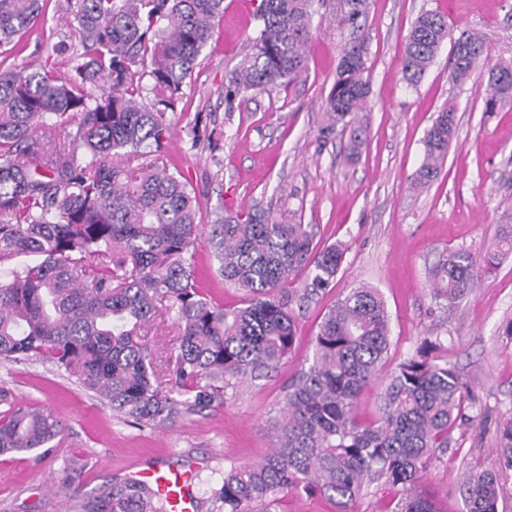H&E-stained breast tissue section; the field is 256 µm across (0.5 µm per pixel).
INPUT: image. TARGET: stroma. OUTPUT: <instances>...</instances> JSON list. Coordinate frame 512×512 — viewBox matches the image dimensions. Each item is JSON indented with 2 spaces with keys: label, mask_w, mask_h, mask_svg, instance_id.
<instances>
[{
  "label": "stroma",
  "mask_w": 512,
  "mask_h": 512,
  "mask_svg": "<svg viewBox=\"0 0 512 512\" xmlns=\"http://www.w3.org/2000/svg\"><path fill=\"white\" fill-rule=\"evenodd\" d=\"M260 0L224 16L204 49L183 98L169 118L172 138L164 166L184 171L204 221L225 209L263 211L273 219L312 225L319 245L342 244L336 285L316 296L298 319L288 359L273 372L238 381L223 406L155 429L138 428L48 364L0 365V412L36 407L53 412L65 429L61 451L43 461L30 454L0 455V512H79L81 503L132 470L174 467L196 497V512H224L204 482L233 463L261 461L271 451L267 429L291 379L312 360V338L324 313L347 290L368 285L383 296L390 316L389 375L424 337L438 336L440 354L456 368L477 402L476 416L457 422L445 452L429 462L420 487L437 512H463L464 472L491 469L502 486L499 512H512V254L483 273L474 292L449 310L430 293V270L446 250L482 256L512 224V107L484 109L488 73L479 67L465 83L449 77L450 43L414 86L401 74L411 26L424 10L448 18L453 34L471 30L485 39L490 62L512 61V0H369L365 20V75L370 97L358 118L367 130L361 155L347 159L339 136L322 137L326 101L342 44L343 0H321L307 44L308 68L292 83L224 100V80L255 37ZM49 0L44 25L30 31L0 67L21 68L52 53L65 32L55 27ZM456 109V139L436 181L417 189L411 178L423 139L437 113ZM221 134L219 149L192 145L195 115ZM198 280L213 301L242 306V291L225 283L207 238L197 243ZM74 468V485L62 483ZM405 493L381 482L365 488L349 512H397Z\"/></svg>",
  "instance_id": "stroma-1"
}]
</instances>
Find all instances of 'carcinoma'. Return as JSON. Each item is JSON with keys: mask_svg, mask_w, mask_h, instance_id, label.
Wrapping results in <instances>:
<instances>
[{"mask_svg": "<svg viewBox=\"0 0 512 512\" xmlns=\"http://www.w3.org/2000/svg\"><path fill=\"white\" fill-rule=\"evenodd\" d=\"M224 0H65L55 24L76 41L68 76L46 58L0 69V363L39 360L67 373L140 428L224 405L226 389L276 368L296 339L300 310L335 285L341 246L321 247L308 225L263 212H227L209 225L212 256L245 304L224 308L196 275L204 232L200 203L185 175L159 163L174 110ZM47 0H0V50L17 47L44 20ZM341 23L354 37L341 48L327 99V137L339 133L351 156L367 141L356 115L366 110L363 28L368 0H345ZM315 0H261L262 27L225 77L224 99L267 91L301 76ZM450 36L447 16L421 12L401 58L402 78L417 84ZM487 57L484 38L459 34L450 78L466 81ZM512 106V63L490 68L484 111ZM77 120L70 143L57 129ZM452 106L437 113L423 140L412 184L435 181L456 134ZM84 151L74 162L72 151ZM512 252V224L480 259L443 253L431 270L433 298L452 307L484 271ZM307 272L302 288L292 287ZM174 314L178 352L168 384L157 359L134 336ZM390 346V319L375 288L350 289L325 314L312 362L292 379L271 420L274 448L262 461L233 465L207 480L224 512L254 507L288 490L319 494L347 509L374 480L406 491L400 512H436L417 491L427 462L449 445V430L477 407L448 362L424 339L400 362L377 396L379 416L354 415L363 388L377 378ZM63 424L41 409L0 416V454L53 453ZM464 512H499L498 474L466 473ZM81 512H168L146 484L114 483Z\"/></svg>", "mask_w": 512, "mask_h": 512, "instance_id": "obj_1", "label": "carcinoma"}]
</instances>
